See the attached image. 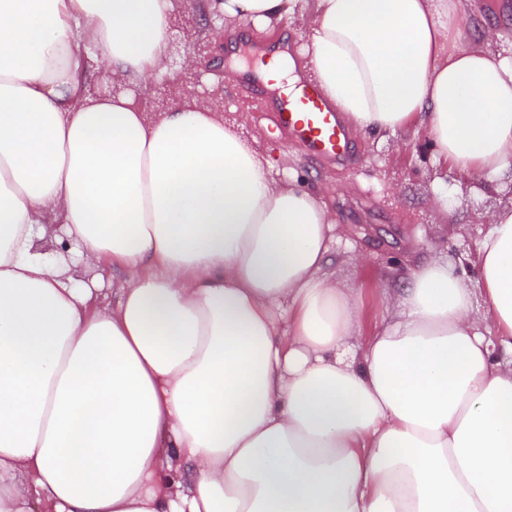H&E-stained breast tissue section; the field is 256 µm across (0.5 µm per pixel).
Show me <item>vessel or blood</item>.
Returning <instances> with one entry per match:
<instances>
[{
    "label": "vessel or blood",
    "instance_id": "vessel-or-blood-1",
    "mask_svg": "<svg viewBox=\"0 0 512 512\" xmlns=\"http://www.w3.org/2000/svg\"><path fill=\"white\" fill-rule=\"evenodd\" d=\"M273 122L310 156L343 160L350 152V135L340 114L307 78H299L294 93L276 104Z\"/></svg>",
    "mask_w": 512,
    "mask_h": 512
}]
</instances>
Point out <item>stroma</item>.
Instances as JSON below:
<instances>
[{
    "label": "stroma",
    "mask_w": 512,
    "mask_h": 512,
    "mask_svg": "<svg viewBox=\"0 0 512 512\" xmlns=\"http://www.w3.org/2000/svg\"><path fill=\"white\" fill-rule=\"evenodd\" d=\"M483 2L470 0L471 16L482 14L483 21H464L463 44L479 43L482 28L489 27L502 33L504 48H511L512 0H504L506 8L498 12L484 11ZM304 29L299 12L265 30L251 24L235 29L208 13L205 0H180L171 19V47L179 55L189 44L204 45L194 92H221L225 121L238 123L242 135L268 156L276 180L294 178L309 191L323 192L337 224L330 268L345 287L360 293L361 333L366 336L384 312L380 288L397 292L407 287L404 266L442 256L465 271L469 287H476L478 243L489 230L484 214L511 203L512 186L478 194L458 183L447 168L432 164L423 127L388 139L354 136L351 157L344 163L309 161L299 143L273 126L263 101L227 77L232 70L257 66L254 48L269 42L289 47L295 74L308 75ZM438 198L447 204V213L434 207Z\"/></svg>",
    "instance_id": "1"
}]
</instances>
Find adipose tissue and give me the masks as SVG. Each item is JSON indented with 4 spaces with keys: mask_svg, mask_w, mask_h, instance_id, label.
<instances>
[{
    "mask_svg": "<svg viewBox=\"0 0 512 512\" xmlns=\"http://www.w3.org/2000/svg\"><path fill=\"white\" fill-rule=\"evenodd\" d=\"M461 2L311 0L306 54L355 131L425 127L476 191L512 183V53L459 45ZM210 3L272 27L298 0ZM174 9L0 0V512H512V205L483 301L433 259L358 342L326 206L219 98L136 99ZM106 262L113 304L71 274Z\"/></svg>",
    "mask_w": 512,
    "mask_h": 512,
    "instance_id": "adipose-tissue-1",
    "label": "adipose tissue"
}]
</instances>
